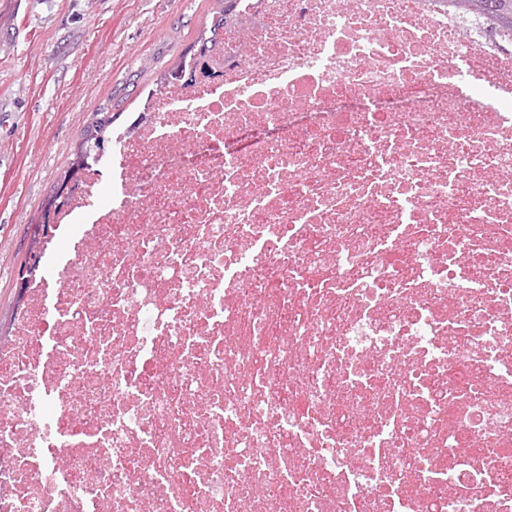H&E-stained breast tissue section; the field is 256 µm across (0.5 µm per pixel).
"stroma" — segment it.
<instances>
[{
  "mask_svg": "<svg viewBox=\"0 0 512 512\" xmlns=\"http://www.w3.org/2000/svg\"><path fill=\"white\" fill-rule=\"evenodd\" d=\"M220 0H0V334L44 208L95 112L136 111Z\"/></svg>",
  "mask_w": 512,
  "mask_h": 512,
  "instance_id": "35a3bbf8",
  "label": "stroma"
}]
</instances>
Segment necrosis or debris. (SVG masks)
<instances>
[{"instance_id":"necrosis-or-debris-1","label":"necrosis or debris","mask_w":512,"mask_h":512,"mask_svg":"<svg viewBox=\"0 0 512 512\" xmlns=\"http://www.w3.org/2000/svg\"><path fill=\"white\" fill-rule=\"evenodd\" d=\"M112 129L0 339V512H512V37L238 0ZM112 177V200L97 192Z\"/></svg>"}]
</instances>
